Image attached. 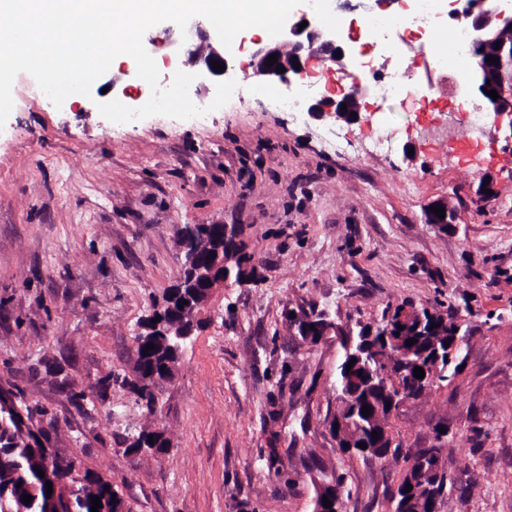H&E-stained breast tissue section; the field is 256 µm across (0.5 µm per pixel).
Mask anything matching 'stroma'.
I'll list each match as a JSON object with an SVG mask.
<instances>
[{
  "mask_svg": "<svg viewBox=\"0 0 512 512\" xmlns=\"http://www.w3.org/2000/svg\"><path fill=\"white\" fill-rule=\"evenodd\" d=\"M408 7L363 0L343 12L354 57L362 15ZM452 8L445 0L403 37L396 65L425 90L420 120L373 93L375 69L360 81L367 122L311 118L307 106L335 95V71L313 56L306 84L253 79L270 36L248 30L226 53L238 90L197 124L103 118L98 102L151 96L124 62L59 108L16 76L0 137V384L45 408L59 452L119 486L132 512H313L316 486L338 479L340 512H386L406 462L340 451L329 424L342 331L402 303L458 310L470 333L456 377L400 409L399 440L427 448L447 426L454 488L441 512H512V130L489 127L479 156L459 150L465 131L434 65ZM180 36L165 22L143 36L162 79ZM279 95L301 96L303 111H278ZM385 120L398 132L372 153ZM439 199L454 212L441 230L425 220ZM211 223L236 226L255 279L215 295L175 379L155 388L172 448L130 452L147 417L120 382L135 336L181 277L186 226ZM292 311L325 315L333 333L302 342ZM110 373L118 382L105 383Z\"/></svg>",
  "mask_w": 512,
  "mask_h": 512,
  "instance_id": "stroma-1",
  "label": "stroma"
}]
</instances>
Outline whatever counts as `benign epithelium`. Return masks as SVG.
Masks as SVG:
<instances>
[{
    "instance_id": "benign-epithelium-1",
    "label": "benign epithelium",
    "mask_w": 512,
    "mask_h": 512,
    "mask_svg": "<svg viewBox=\"0 0 512 512\" xmlns=\"http://www.w3.org/2000/svg\"><path fill=\"white\" fill-rule=\"evenodd\" d=\"M463 3L460 10H455L469 19L468 33L470 43L484 49V53L473 57L472 65L474 71L480 76L482 83H469L466 93L480 101L482 106L492 112L497 124L507 123L512 131V13L494 7L490 10L484 9V0H455ZM308 21V26L300 28V23ZM187 39L191 44L183 46L179 52L177 62L182 65H190L196 68L198 76L204 81L219 82L224 80L228 73L226 66L224 46L219 41L213 26L204 27L199 22L189 21L187 25ZM341 56H335V53ZM277 55V62L268 65V57ZM315 55L321 56L322 60L333 65H339L341 70H347L346 59L350 57L347 51L343 33H331L318 19L307 20V15H302L300 21L294 23L290 29L284 31V37L271 43L259 46L254 52L255 66L253 76L277 78L281 82L291 84L305 79L307 75V60ZM493 56L499 59V63H489L486 58ZM219 62L225 66V70L218 73L213 70L211 63ZM299 63L300 68H294V63ZM282 67L285 72H277ZM488 90H495L499 98L494 100L486 94ZM365 93L357 86L349 88L340 87L337 96L329 100V111L325 112L321 104H314L309 107L308 112L312 115L321 116L328 113L336 119L346 123L360 122L362 120L363 97ZM347 109H341V106ZM356 118H351V115ZM223 235L218 237V244L211 249L208 257L198 261L196 256L190 252L184 254L183 268H192L195 272V290L190 295L183 296L185 304L181 308H175L174 302L167 301L173 290L166 291V299L155 304L153 311L164 317L160 325L166 326L175 335L186 340L193 336L202 323V315L210 303L214 294L224 288L230 287L229 279L224 277V267L234 260V244L238 242L232 230L222 224L218 225ZM400 321L411 326L416 325V330L423 331V334H432L431 346L419 353L415 349L408 348L403 341H397L384 334L385 347L374 348L376 355L372 360L376 365L363 364L365 370V388L376 387L379 383H388V372L380 367L382 356L379 351L392 357L393 361L408 365L412 368L421 367L425 376L422 384L427 389H432L437 383V373L441 364L442 354H452L466 340V336L460 335L466 319L457 315L448 318V315L439 311L431 312V321L435 322V328L431 331L424 330V320L419 309L407 305L401 312ZM312 319L305 315L297 314L289 319L290 326L297 330V335L305 337V341L315 343L319 338L328 335L331 330L329 326H311ZM451 340L449 348L443 350L439 343L443 336ZM354 396L345 393H337L336 414L332 423L338 425V429L332 430L333 438L339 448L348 447V450L355 449L354 426L352 414L356 409L352 408ZM412 400L408 393L399 391L390 393V396L373 403L374 415L370 418L372 426L377 428L379 434L388 437L387 423L392 421L397 411L406 403ZM427 485L412 488V502L416 504V512H424V507L438 508L437 498L425 492Z\"/></svg>"
}]
</instances>
